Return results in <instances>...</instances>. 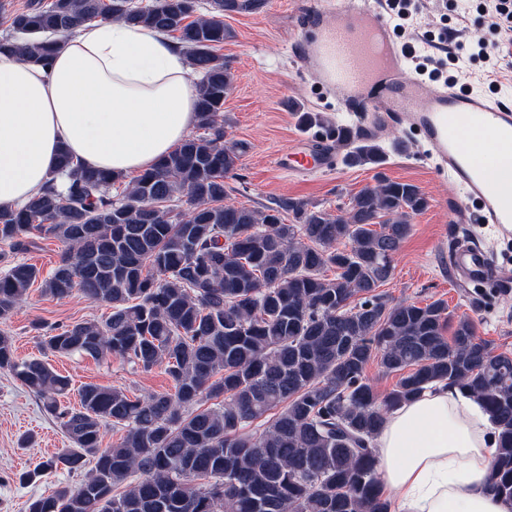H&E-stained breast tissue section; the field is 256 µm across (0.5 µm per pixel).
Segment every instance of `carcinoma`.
I'll return each instance as SVG.
<instances>
[{
	"instance_id": "carcinoma-1",
	"label": "carcinoma",
	"mask_w": 512,
	"mask_h": 512,
	"mask_svg": "<svg viewBox=\"0 0 512 512\" xmlns=\"http://www.w3.org/2000/svg\"><path fill=\"white\" fill-rule=\"evenodd\" d=\"M262 6L212 0L200 14L198 0H29L10 14L0 49L45 65L87 22L175 35L200 75L203 130L123 188L124 175L87 168L63 148L34 198L0 207V323L36 282L59 299L79 292L111 315L54 326L43 349L160 367L174 388L131 397L88 383L78 405L63 406L69 380L44 360H17L0 330V369L73 444L46 467L85 474L30 498L26 512H388L375 455L384 415L442 382L493 417L491 482L512 498V352L479 338L469 316L452 321L441 300L422 306L378 291L427 207L419 187L377 175L337 214L291 197L262 210L225 202L240 151L224 140L233 78L217 50L230 37L224 14ZM381 157L364 142L348 161ZM178 197L187 211L170 208ZM48 238L64 250L44 274L18 255ZM374 358L400 373L382 398L365 375ZM107 424L125 430L110 447Z\"/></svg>"
}]
</instances>
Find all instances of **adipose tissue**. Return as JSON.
I'll list each match as a JSON object with an SVG mask.
<instances>
[{"label":"adipose tissue","instance_id":"ef3b65f1","mask_svg":"<svg viewBox=\"0 0 512 512\" xmlns=\"http://www.w3.org/2000/svg\"><path fill=\"white\" fill-rule=\"evenodd\" d=\"M197 89L168 36L91 22L49 65L0 53V206L27 203L59 147L86 167H153L196 121ZM390 512H512L490 480L496 425L476 398L439 384L391 410L375 441Z\"/></svg>","mask_w":512,"mask_h":512}]
</instances>
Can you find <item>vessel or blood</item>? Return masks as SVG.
<instances>
[{
  "label": "vessel or blood",
  "instance_id": "vessel-or-blood-1",
  "mask_svg": "<svg viewBox=\"0 0 512 512\" xmlns=\"http://www.w3.org/2000/svg\"><path fill=\"white\" fill-rule=\"evenodd\" d=\"M388 13L387 0H314L304 22L320 24L321 29L301 57L302 67L313 70L322 86L342 97L360 96L374 73H390L388 96L381 101L363 99L361 111L372 113L379 126L398 114L423 133L429 157L461 190L449 223L490 224L500 236L511 238L512 190L498 189L497 175L473 160L466 138L478 132L492 144H512V107L487 92L408 73L412 42L393 39ZM277 163L296 172L331 166L327 154L310 145L281 154ZM453 270L463 284L488 278L512 283V272L477 245L458 250Z\"/></svg>",
  "mask_w": 512,
  "mask_h": 512
}]
</instances>
